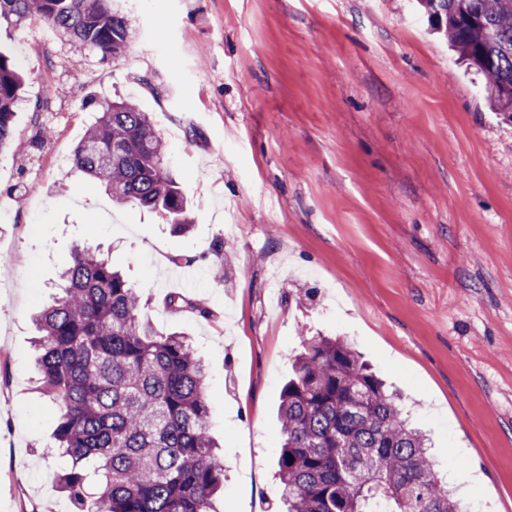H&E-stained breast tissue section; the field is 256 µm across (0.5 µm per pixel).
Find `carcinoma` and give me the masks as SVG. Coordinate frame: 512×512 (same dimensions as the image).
Listing matches in <instances>:
<instances>
[{"instance_id": "1", "label": "carcinoma", "mask_w": 512, "mask_h": 512, "mask_svg": "<svg viewBox=\"0 0 512 512\" xmlns=\"http://www.w3.org/2000/svg\"><path fill=\"white\" fill-rule=\"evenodd\" d=\"M426 4L445 18L449 45L483 77L494 108L511 113L512 0ZM34 14L104 56L134 38L112 0H0V21L14 32ZM23 85L0 53V149L14 146ZM72 167L113 201L158 212L177 233L190 230L165 145L132 100L101 105ZM168 306L212 316L178 293ZM36 326L42 390L59 411L49 454L69 462L56 485L72 512H216L224 459L209 435L206 368L185 335L155 331L136 289L89 246L75 249ZM300 343L278 406L286 512H462L400 396L351 344L304 334Z\"/></svg>"}]
</instances>
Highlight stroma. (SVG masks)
Returning <instances> with one entry per match:
<instances>
[{
    "label": "stroma",
    "instance_id": "obj_1",
    "mask_svg": "<svg viewBox=\"0 0 512 512\" xmlns=\"http://www.w3.org/2000/svg\"><path fill=\"white\" fill-rule=\"evenodd\" d=\"M123 6L137 37L115 56L39 18L0 28L26 77L0 151V512L71 509L44 453L57 409L35 391L32 316L86 243L203 357L221 512H280L277 409L303 330L345 338L403 395L463 504L512 512V121L482 76L422 0ZM120 96L168 150L187 234L60 168ZM173 293L211 318L171 312Z\"/></svg>",
    "mask_w": 512,
    "mask_h": 512
}]
</instances>
